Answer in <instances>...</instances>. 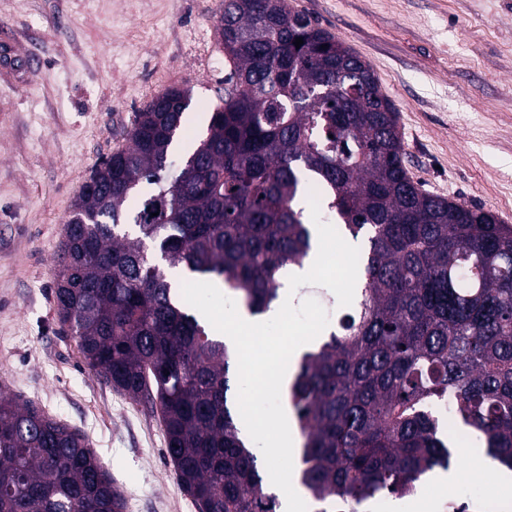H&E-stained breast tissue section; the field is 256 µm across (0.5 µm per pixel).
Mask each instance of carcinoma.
<instances>
[{"instance_id": "1", "label": "carcinoma", "mask_w": 512, "mask_h": 512, "mask_svg": "<svg viewBox=\"0 0 512 512\" xmlns=\"http://www.w3.org/2000/svg\"><path fill=\"white\" fill-rule=\"evenodd\" d=\"M217 29L224 97L205 137L174 159L191 89L168 88L74 202L55 297L86 365L160 411L198 512H277L241 437L232 349L168 271L265 314L318 241L301 206L314 191L322 221L359 249L352 305L287 391L300 481L332 506L321 512H362L437 466H464L443 402L512 469V226L414 184L373 69L286 0H224ZM123 510L83 435L0 395V512Z\"/></svg>"}]
</instances>
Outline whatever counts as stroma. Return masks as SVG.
I'll return each instance as SVG.
<instances>
[{
  "label": "stroma",
  "mask_w": 512,
  "mask_h": 512,
  "mask_svg": "<svg viewBox=\"0 0 512 512\" xmlns=\"http://www.w3.org/2000/svg\"><path fill=\"white\" fill-rule=\"evenodd\" d=\"M374 69L398 109L408 173L512 225V0H287ZM224 0H0V392L78 429L125 512H197L158 412L91 372L61 329L56 255L95 165L136 112L192 91L181 148L219 104ZM479 479L435 469L363 512H486Z\"/></svg>",
  "instance_id": "1"
}]
</instances>
